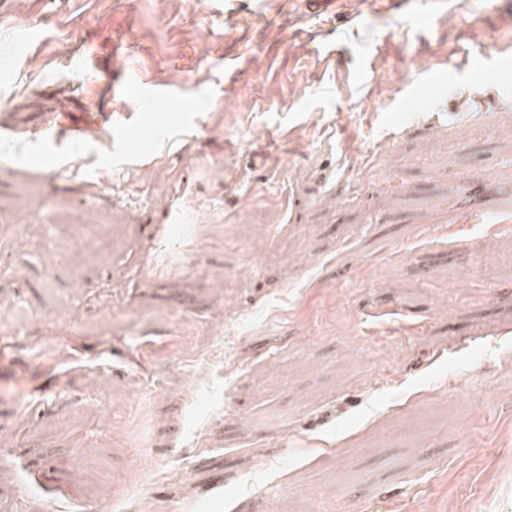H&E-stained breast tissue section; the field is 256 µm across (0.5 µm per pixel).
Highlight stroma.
<instances>
[{"label": "stroma", "mask_w": 512, "mask_h": 512, "mask_svg": "<svg viewBox=\"0 0 512 512\" xmlns=\"http://www.w3.org/2000/svg\"><path fill=\"white\" fill-rule=\"evenodd\" d=\"M508 39L512 0H0V512H512Z\"/></svg>", "instance_id": "obj_1"}]
</instances>
